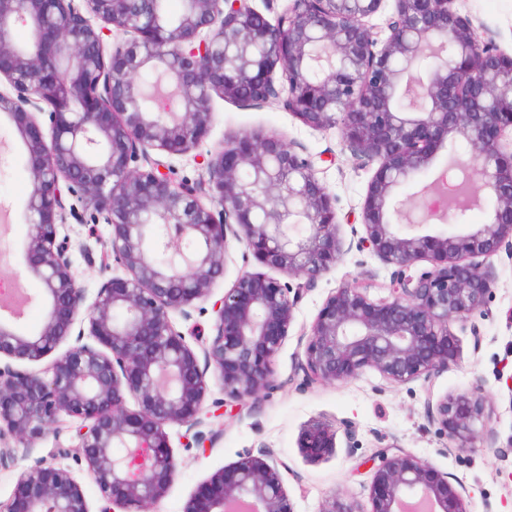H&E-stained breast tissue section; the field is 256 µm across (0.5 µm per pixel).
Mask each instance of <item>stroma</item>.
<instances>
[{"label":"stroma","mask_w":512,"mask_h":512,"mask_svg":"<svg viewBox=\"0 0 512 512\" xmlns=\"http://www.w3.org/2000/svg\"><path fill=\"white\" fill-rule=\"evenodd\" d=\"M455 6L469 15L476 29L498 32L501 46L512 50V0H456ZM213 119L199 156L172 157L178 176L205 178L201 155L217 151L226 137L243 131L263 130L300 144L306 154L316 157L317 177L336 198L337 236L344 250L341 259L301 299L289 336L274 359L279 387L273 395L254 402L250 414L236 417L212 416L214 402L223 400L224 386L217 375H209V392L204 402L209 430L215 434L205 449H185L184 430L169 427L177 475L167 496L155 512H183L197 486L215 471L228 467L247 454H258L267 446L287 465L284 485L295 512H319L325 501L338 497L353 502L358 512H367L373 471L370 458L381 442L396 443L405 452L428 461L463 487L469 512H512V261H489L494 284L486 308L466 321L453 320L449 329L458 350L456 363L432 383L421 381L396 385L374 370L338 384L301 382L296 368L304 355L299 337L311 323L327 297L345 285L366 288L370 298L388 296L391 269L370 250L356 249L361 210L374 166L362 163L346 146L340 128L315 130L287 112L280 101L270 100L254 107L214 98ZM31 190L28 156L11 120L0 116V207L9 212L5 232H0V250L7 253L12 271L23 288L33 296L23 328L40 327L45 310L38 300L40 283L26 273L25 240L28 228L24 210ZM71 237L72 271L88 291H96L101 275L88 255H100L109 228L100 225L99 241L89 242L87 230L78 224L65 227ZM89 252H82V243ZM479 336H472V328ZM482 385L487 426L479 449L450 448L429 426L427 402L444 396L471 392ZM315 419L336 429L334 453L318 460L308 458L299 446L306 426ZM352 423L358 431V447H350L340 429ZM72 420L53 425L26 458L67 470L80 484L92 509L101 504L100 493L91 479L78 448Z\"/></svg>","instance_id":"35a3bbf8"}]
</instances>
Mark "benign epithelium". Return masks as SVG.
Returning a JSON list of instances; mask_svg holds the SVG:
<instances>
[{
  "label": "benign epithelium",
  "instance_id": "1",
  "mask_svg": "<svg viewBox=\"0 0 512 512\" xmlns=\"http://www.w3.org/2000/svg\"><path fill=\"white\" fill-rule=\"evenodd\" d=\"M160 2L0 0V114L30 162L25 252L45 307L34 332L19 328L23 301L0 318V437L16 442L0 448V467L17 466L61 419L76 420L99 512H155L177 471L168 426L185 428L188 448L213 441L202 430L209 370L234 406L279 388L272 361L297 304L342 251L336 198L312 158L280 135H233L203 158L207 181L176 177L166 158L200 146L213 96L245 106L278 99L310 128L340 126L357 159L378 163L356 246L392 268L389 295L374 302L346 285L325 300L298 363L306 383H343L366 369L398 385L431 382L456 362L449 321L489 302L492 273L477 259H512V53L496 32L477 34L455 0H394L381 31L369 19L384 0H289L274 21L251 0H185L173 23ZM16 19L32 27L27 45L13 39ZM105 26L126 36L109 61ZM461 138L468 159L454 155ZM444 148L456 181L446 187L441 175L421 195L417 224L398 189ZM483 206L486 221L465 224ZM434 215L448 229L432 235L421 223ZM70 218L91 232L110 228L91 301L71 271ZM232 240L288 280L241 272L213 304L212 335L197 351L171 313L190 321L204 312ZM116 268L125 276L109 275ZM49 356L42 374L16 366ZM480 391L427 403L448 444L483 441ZM299 447L330 454L336 431L314 421ZM285 468L270 451L244 456L204 481L184 512H294ZM369 503L368 512L419 503L468 512L447 475L394 443L374 466ZM0 512L91 510L70 472L38 463L20 468Z\"/></svg>",
  "mask_w": 512,
  "mask_h": 512
}]
</instances>
